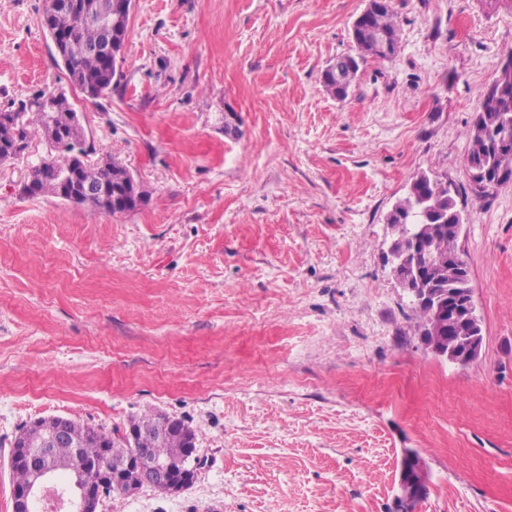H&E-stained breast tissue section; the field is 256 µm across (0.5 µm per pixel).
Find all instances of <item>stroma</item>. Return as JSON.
Here are the masks:
<instances>
[{
	"instance_id": "1",
	"label": "stroma",
	"mask_w": 512,
	"mask_h": 512,
	"mask_svg": "<svg viewBox=\"0 0 512 512\" xmlns=\"http://www.w3.org/2000/svg\"><path fill=\"white\" fill-rule=\"evenodd\" d=\"M366 4L134 0L124 75L91 100L54 63L44 0H0V108L64 91L89 161L148 193L96 214L23 195L39 140L0 163V512L21 427L149 412L195 430L198 478L100 512H394L405 448L431 475L418 512H512V183L476 196L464 166L512 0H391L398 53L338 100L321 76ZM421 173L464 203L468 365L424 345L384 258Z\"/></svg>"
}]
</instances>
